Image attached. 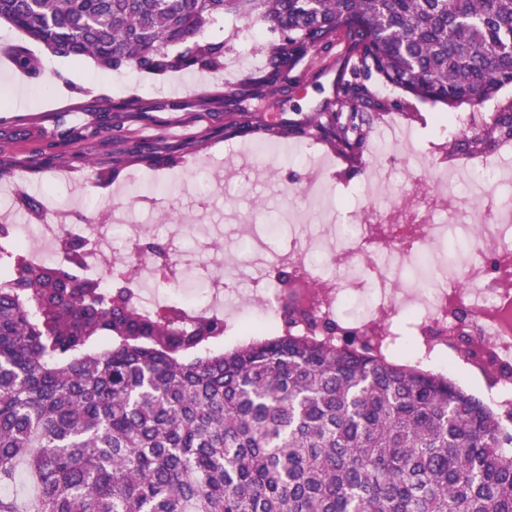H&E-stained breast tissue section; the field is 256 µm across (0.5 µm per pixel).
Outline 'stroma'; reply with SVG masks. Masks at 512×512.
I'll return each mask as SVG.
<instances>
[{
    "instance_id": "35a3bbf8",
    "label": "stroma",
    "mask_w": 512,
    "mask_h": 512,
    "mask_svg": "<svg viewBox=\"0 0 512 512\" xmlns=\"http://www.w3.org/2000/svg\"><path fill=\"white\" fill-rule=\"evenodd\" d=\"M207 37L225 38L224 72L187 71L164 77L127 67L97 69L47 55L39 45L31 51L45 67L61 74L62 86L46 87L13 66H0V167L11 173L10 191L0 195V208L11 212L15 224L34 218L18 200L19 193L46 197L49 209L71 211L72 221L108 223L113 213L125 212L130 223L149 226L145 241L170 253L195 249L199 260L213 250L209 242L191 244L175 227L211 224L223 232V257L236 258V242L285 208L300 216L303 231L318 234L320 218L308 206L302 189L311 175L322 179L336 206V221L358 224L366 213L357 189L368 179L376 161L389 170L373 200L383 220L408 218L418 182L429 180L433 162L446 159L448 171L462 180L477 179L484 201L511 197L493 176L458 164L448 154V140L440 133V106L423 103L370 79L368 87L391 108L371 115L365 128L367 150L359 168H351L324 143L310 138L263 135L224 137V106L214 94L222 78L237 80L258 71L264 60L261 42L248 23L225 20L207 30ZM355 60L347 42L311 53L292 73L288 89L266 99L265 118L300 120L334 101L339 76H346ZM138 99L137 108L123 115L128 144L152 142L178 155L170 168L150 169L133 162L103 181L99 170L111 169L117 145L106 129L112 104ZM91 155L93 165L82 161ZM155 178L168 185L152 202L127 196L135 181Z\"/></svg>"
}]
</instances>
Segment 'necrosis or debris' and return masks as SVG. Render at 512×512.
Listing matches in <instances>:
<instances>
[{
    "instance_id": "necrosis-or-debris-1",
    "label": "necrosis or debris",
    "mask_w": 512,
    "mask_h": 512,
    "mask_svg": "<svg viewBox=\"0 0 512 512\" xmlns=\"http://www.w3.org/2000/svg\"><path fill=\"white\" fill-rule=\"evenodd\" d=\"M281 221L288 241L273 261L319 282L316 311L336 321L337 340L379 325L384 348L394 353L399 320L408 318L407 331L421 360L430 361L436 352L451 356L484 376L495 406L512 405V249L502 244L512 235L511 203L492 210L451 208L437 221L390 224L383 243L374 240L369 224H344L339 240L312 242L296 232L292 212L282 213ZM67 238L84 242L85 274L100 277L111 269V226L71 223L65 209L40 225L32 259L39 264L63 261ZM136 263L137 301L145 313L182 293L199 269L191 251L175 256L168 270L142 255ZM243 285L263 302L257 326L276 333L280 290L265 265L244 284L231 271L211 277L200 311H214Z\"/></svg>"
}]
</instances>
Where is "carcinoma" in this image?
I'll use <instances>...</instances> for the list:
<instances>
[{"mask_svg": "<svg viewBox=\"0 0 512 512\" xmlns=\"http://www.w3.org/2000/svg\"><path fill=\"white\" fill-rule=\"evenodd\" d=\"M227 17L264 41V67L221 82L224 133L311 136L355 167L364 80L451 112L512 86V0H0V25L55 57L165 76L224 69ZM357 54L337 83L350 112L258 121L243 104L280 90L313 50ZM15 67L41 75L27 47ZM512 141V103L462 129L453 156ZM175 157L141 142L112 155ZM0 486L28 463L33 512H512V410L448 376L397 364L367 333L336 343V322L300 300L281 331L224 350V317L170 303L143 314L136 262L109 287L84 273L80 242L60 263L0 256Z\"/></svg>", "mask_w": 512, "mask_h": 512, "instance_id": "obj_1", "label": "carcinoma"}]
</instances>
